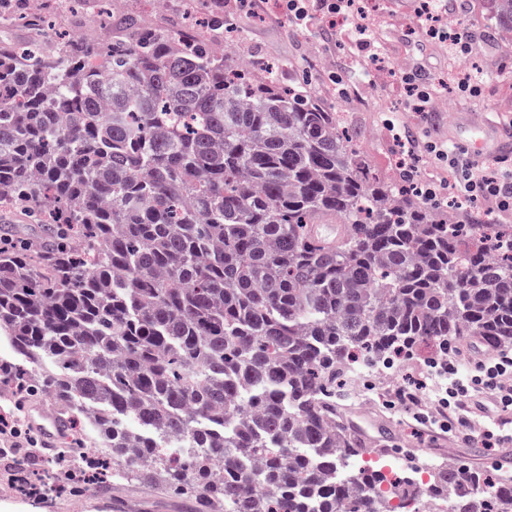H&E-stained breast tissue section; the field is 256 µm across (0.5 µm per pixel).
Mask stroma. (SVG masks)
Listing matches in <instances>:
<instances>
[{"label": "stroma", "mask_w": 512, "mask_h": 512, "mask_svg": "<svg viewBox=\"0 0 512 512\" xmlns=\"http://www.w3.org/2000/svg\"><path fill=\"white\" fill-rule=\"evenodd\" d=\"M121 12L137 18L147 30H178L185 24L206 29L213 46H221L223 32L207 30L212 13L206 0H166L163 11H143L139 0H121ZM424 0H371L369 21L374 29L371 49L359 50L351 31L315 22L297 29L279 19L275 11L260 8L239 11L235 0H224L225 16L244 30L230 53L237 61L282 60L286 84L311 76L316 101L338 113L355 133L370 169L389 182L403 177L396 165L402 154L412 156L418 179L447 181L448 165L437 160L428 146L447 138V113L411 112L396 83V71H420L427 82L454 67L447 43L428 36L418 21ZM460 27L471 31L473 50L463 64L476 93L445 87L456 111L477 112L494 122L512 121V41L494 36L495 21L489 0H445ZM429 351L422 350L395 369L368 366L349 371L336 392V410L366 444L356 466H401L405 471H432L455 466L492 476H512V444L487 448L465 442L435 424H421L412 411L394 406L392 381L411 386L423 380ZM17 457L9 439L0 440V512H102L96 485L80 486L76 493L42 496L25 491L14 480ZM111 496L133 499L136 512H187V503L161 485H140L113 479Z\"/></svg>", "instance_id": "stroma-1"}]
</instances>
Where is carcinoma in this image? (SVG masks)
<instances>
[{
	"label": "carcinoma",
	"instance_id": "carcinoma-1",
	"mask_svg": "<svg viewBox=\"0 0 512 512\" xmlns=\"http://www.w3.org/2000/svg\"><path fill=\"white\" fill-rule=\"evenodd\" d=\"M512 35V0H491ZM49 56L0 52V335L156 439L103 428L91 481L165 484L193 512H399L379 474L336 478L364 441L336 379L461 336L512 345V228L454 224L364 162L310 77L259 79L203 40L140 31ZM322 215L342 225L316 236ZM508 480L440 467L451 512H512Z\"/></svg>",
	"mask_w": 512,
	"mask_h": 512
}]
</instances>
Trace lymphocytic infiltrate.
<instances>
[{
	"label": "lymphocytic infiltrate",
	"instance_id": "obj_1",
	"mask_svg": "<svg viewBox=\"0 0 512 512\" xmlns=\"http://www.w3.org/2000/svg\"><path fill=\"white\" fill-rule=\"evenodd\" d=\"M356 0H278L281 17L297 27L312 18L333 20L336 15L351 17L356 32L362 33L361 49L371 47L366 34L369 25ZM431 153L447 161L449 183L419 182V194L439 201L448 194L473 200L494 202L499 209L512 211V162L497 158L494 164H476L463 158L454 147L431 144ZM427 373L438 384L435 400L422 401L416 388L404 387L395 394L398 406L413 410L419 421L437 418L441 428L461 434L464 441L477 440L492 448L512 443V432L504 427L503 417L512 413V346L498 347L477 361H463L455 352L432 356Z\"/></svg>",
	"mask_w": 512,
	"mask_h": 512
}]
</instances>
